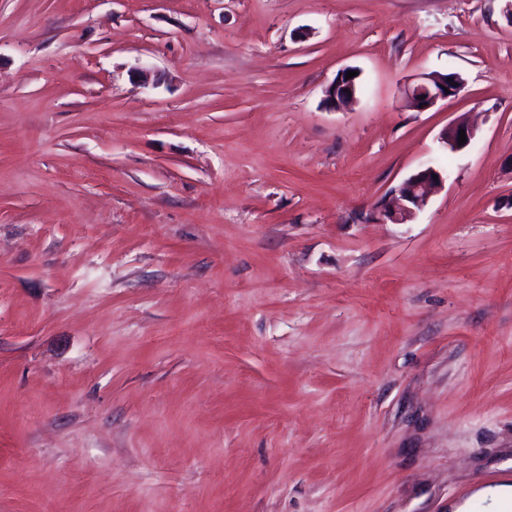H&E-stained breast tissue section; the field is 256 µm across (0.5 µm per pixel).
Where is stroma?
<instances>
[{
	"label": "stroma",
	"instance_id": "stroma-1",
	"mask_svg": "<svg viewBox=\"0 0 512 512\" xmlns=\"http://www.w3.org/2000/svg\"><path fill=\"white\" fill-rule=\"evenodd\" d=\"M432 71L463 91L406 107ZM505 483L507 0H0V512H492ZM348 71H357V75L347 79ZM360 77V72L353 67H346L341 69L336 74L335 78L324 89V103L330 109L336 110L341 105L354 99L359 90L360 82L356 84V80ZM341 90V98H338V91ZM459 130H464L466 143L460 144ZM476 128L462 116L452 120L440 135L442 143L451 151H460L467 148L476 137ZM437 175V179L433 178ZM443 176L428 166L405 179L391 191L392 198L384 205L383 217L394 224H405L428 202L433 189L442 185Z\"/></svg>",
	"mask_w": 512,
	"mask_h": 512
}]
</instances>
